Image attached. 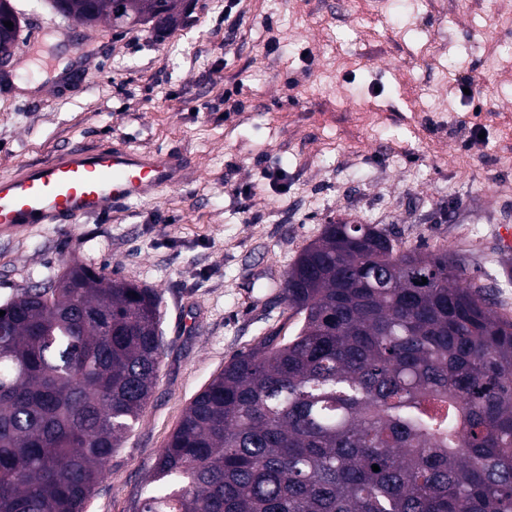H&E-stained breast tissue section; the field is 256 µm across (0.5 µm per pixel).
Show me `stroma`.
<instances>
[{"label": "stroma", "mask_w": 512, "mask_h": 512, "mask_svg": "<svg viewBox=\"0 0 512 512\" xmlns=\"http://www.w3.org/2000/svg\"><path fill=\"white\" fill-rule=\"evenodd\" d=\"M13 3L22 43L18 79L0 83V174L117 138L193 166L155 199L0 236V303L67 260L162 297L154 392L85 512H138L193 398L234 354L293 334L279 284L328 221L457 256L512 318L497 237L512 225V0H240L229 44L224 0H193L162 36ZM228 80L243 109L227 115L213 104Z\"/></svg>", "instance_id": "stroma-1"}]
</instances>
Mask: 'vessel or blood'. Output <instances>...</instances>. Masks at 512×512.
Here are the masks:
<instances>
[{
    "instance_id": "obj_1",
    "label": "vessel or blood",
    "mask_w": 512,
    "mask_h": 512,
    "mask_svg": "<svg viewBox=\"0 0 512 512\" xmlns=\"http://www.w3.org/2000/svg\"><path fill=\"white\" fill-rule=\"evenodd\" d=\"M181 153L136 151L125 143L56 148L0 175V233L39 224H77L132 199H152L182 185Z\"/></svg>"
}]
</instances>
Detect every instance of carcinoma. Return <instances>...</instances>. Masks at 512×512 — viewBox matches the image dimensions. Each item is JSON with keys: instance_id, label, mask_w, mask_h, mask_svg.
Segmentation results:
<instances>
[{"instance_id": "carcinoma-1", "label": "carcinoma", "mask_w": 512, "mask_h": 512, "mask_svg": "<svg viewBox=\"0 0 512 512\" xmlns=\"http://www.w3.org/2000/svg\"><path fill=\"white\" fill-rule=\"evenodd\" d=\"M51 4L114 29L173 31L188 12ZM17 45L0 0V49ZM56 280L0 305V512H84L157 380L155 289L84 264ZM281 288L295 333L238 352L195 396L139 512H512V319L488 288L446 251L346 221Z\"/></svg>"}]
</instances>
